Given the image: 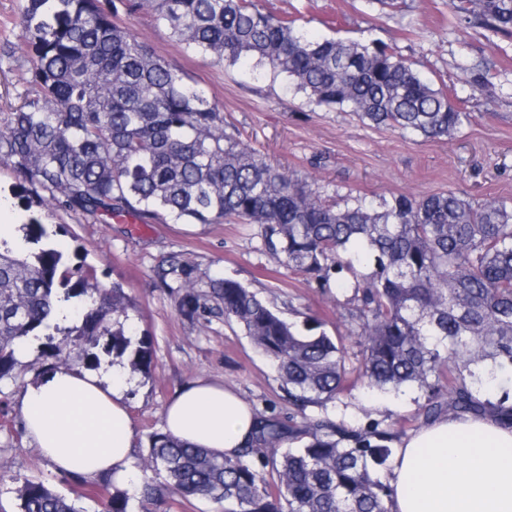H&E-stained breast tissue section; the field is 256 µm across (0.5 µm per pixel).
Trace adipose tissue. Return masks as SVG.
<instances>
[{"label":"adipose tissue","instance_id":"ef3b65f1","mask_svg":"<svg viewBox=\"0 0 512 512\" xmlns=\"http://www.w3.org/2000/svg\"><path fill=\"white\" fill-rule=\"evenodd\" d=\"M59 369L27 385L25 432L62 471L120 485L131 466L134 430L123 401L128 376ZM164 429L186 445L236 457L252 436V408L231 388L196 379L183 384L163 414ZM388 482L391 512H512V428L494 419L448 414L402 438Z\"/></svg>","mask_w":512,"mask_h":512}]
</instances>
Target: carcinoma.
<instances>
[{
	"instance_id": "obj_1",
	"label": "carcinoma",
	"mask_w": 512,
	"mask_h": 512,
	"mask_svg": "<svg viewBox=\"0 0 512 512\" xmlns=\"http://www.w3.org/2000/svg\"><path fill=\"white\" fill-rule=\"evenodd\" d=\"M148 6L198 53L268 64L316 105L348 107L364 124L441 138L468 119L389 47L309 40L296 19L258 0ZM448 11L512 34V0H448ZM21 26L34 91L0 112V156L31 196L11 192L28 212L23 238H0V379L31 336L45 337L61 362L100 348L127 357L134 373L152 364L128 323L123 288L103 291L93 268L68 266L35 202L91 218L163 212L182 224H259L266 250L288 268L323 288L334 274L354 280L362 350L351 368L341 340L281 317L239 281L208 279L207 304L180 256L156 267L158 287L180 282V313L244 331L301 421L258 414L233 459L151 434L141 467L164 481L145 484L143 501L171 488L224 512H389L393 489L378 472L389 468L405 424L454 413L512 427V205L475 206L449 191L335 209L227 131L222 109L114 24L103 0H25ZM351 378L384 392L415 387L427 402L409 420L353 428L328 412ZM491 386L501 397L487 394ZM309 407L321 413L308 415ZM18 497L20 512H80L40 480L26 481Z\"/></svg>"
}]
</instances>
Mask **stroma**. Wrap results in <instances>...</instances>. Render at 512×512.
<instances>
[{
    "label": "stroma",
    "instance_id": "35a3bbf8",
    "mask_svg": "<svg viewBox=\"0 0 512 512\" xmlns=\"http://www.w3.org/2000/svg\"><path fill=\"white\" fill-rule=\"evenodd\" d=\"M401 10L373 0H259L281 14H301L302 32L323 38L382 42L435 86L447 88L469 119L448 137L426 139L361 123L349 109L316 106L285 75L253 64L220 62L172 37L145 0H113L114 21L186 82L218 101L241 141L272 164L306 181L327 203L379 206L404 193L427 196L448 190L472 204L512 203V36L460 25L448 0H405ZM24 0H0V111L31 91L28 49L19 19ZM56 230L69 265H90L104 286L119 284L130 298L129 318L153 352L149 373L131 374L125 393L135 432L133 462L148 452V436L162 430V412L183 384L199 378L233 387L254 410L294 415L271 363L235 325L201 324L177 310L178 294L154 284V270L172 253L195 267L199 281L229 277L241 282L284 317L319 323L356 357L359 338L351 314V285L319 287L289 269L264 247L256 224H199L188 228L160 215L118 222L92 219L51 205L36 210ZM39 342L17 354L0 379V512H20L18 490L41 480L63 495L80 490V512H109L97 480L62 473L23 429L24 388L47 376ZM414 388L397 395L361 385L348 387L334 413L348 425L409 418L424 404Z\"/></svg>",
    "mask_w": 512,
    "mask_h": 512
}]
</instances>
